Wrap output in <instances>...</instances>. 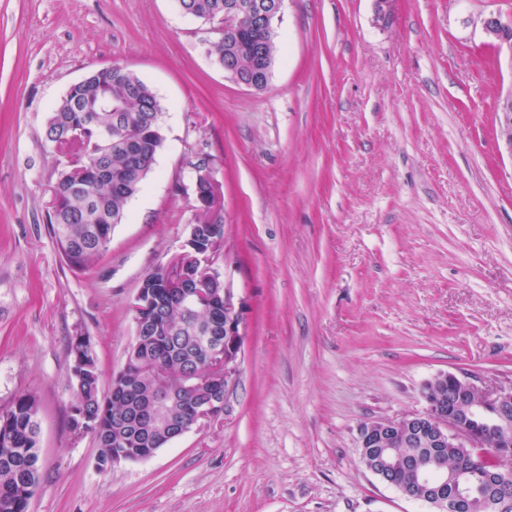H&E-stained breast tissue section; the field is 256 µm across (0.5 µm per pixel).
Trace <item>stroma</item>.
<instances>
[{
  "instance_id": "obj_1",
  "label": "stroma",
  "mask_w": 512,
  "mask_h": 512,
  "mask_svg": "<svg viewBox=\"0 0 512 512\" xmlns=\"http://www.w3.org/2000/svg\"><path fill=\"white\" fill-rule=\"evenodd\" d=\"M285 0L264 90L225 79L208 24L173 0H0V410L38 400L29 512H432L362 463L361 428L423 412L453 373L512 389V156L496 100L512 60L481 30L512 0ZM119 63L164 107L155 170L107 250L52 238L49 112ZM221 184L219 266L241 313L222 414L99 470L75 435L70 344L102 389L135 336L129 302L195 218L191 165Z\"/></svg>"
}]
</instances>
